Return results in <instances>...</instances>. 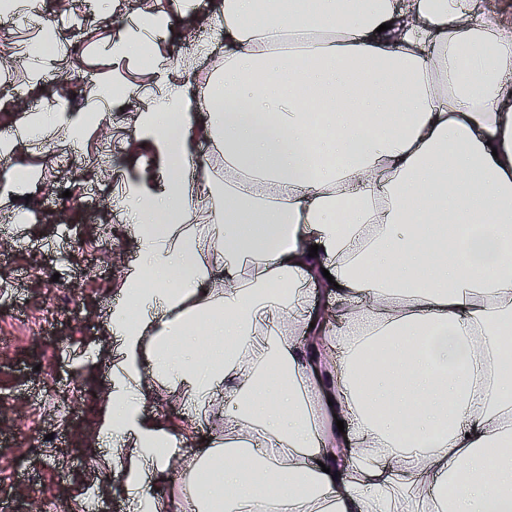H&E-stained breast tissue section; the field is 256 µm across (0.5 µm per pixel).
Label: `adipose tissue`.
<instances>
[{"label": "adipose tissue", "mask_w": 512, "mask_h": 512, "mask_svg": "<svg viewBox=\"0 0 512 512\" xmlns=\"http://www.w3.org/2000/svg\"><path fill=\"white\" fill-rule=\"evenodd\" d=\"M215 29L208 97L175 83L133 119L179 171L127 187L139 260L97 430L125 492L169 508L148 489L183 438L145 417L152 390L199 413L220 387L240 408L184 470L194 512H512V21L222 0ZM203 130L223 180L197 176Z\"/></svg>", "instance_id": "ef3b65f1"}]
</instances>
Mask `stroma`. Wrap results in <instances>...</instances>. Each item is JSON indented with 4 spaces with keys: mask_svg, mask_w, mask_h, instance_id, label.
I'll list each match as a JSON object with an SVG mask.
<instances>
[{
    "mask_svg": "<svg viewBox=\"0 0 512 512\" xmlns=\"http://www.w3.org/2000/svg\"><path fill=\"white\" fill-rule=\"evenodd\" d=\"M155 0H33L30 22L0 25V67L10 72L0 107V139L27 114L45 111L61 100L62 113L83 116L88 132L71 141L64 128H43L53 151L23 145L0 155V183L11 198L0 199V512H53V505L80 512L87 495H96L103 512H134L121 480L100 468L108 454L97 442L98 422L118 359V347L104 332L105 317L118 298L126 274L137 261L133 237L112 215L108 186L128 173L144 172L148 183L176 175L173 158L155 142L135 135L134 113L159 100L170 82H189L205 98L224 62L222 42L205 54L192 47L211 28L212 0L175 17L167 40L152 43L158 58L154 75L145 76L143 57L119 60L112 54L117 20L141 16ZM93 8L96 20L74 42L64 74L45 68L38 57L16 63L18 40L39 38V21ZM113 103L111 117L93 109ZM114 144L112 166L95 163L103 139ZM69 229L68 259L55 270L53 254L31 250L36 241L56 239ZM223 393L206 414L187 413L180 392L157 388L144 413L185 437V456L196 454L204 438L224 432Z\"/></svg>",
    "mask_w": 512,
    "mask_h": 512,
    "instance_id": "stroma-1",
    "label": "stroma"
}]
</instances>
